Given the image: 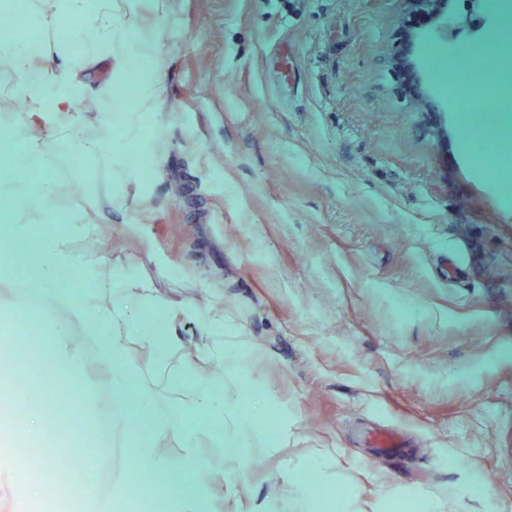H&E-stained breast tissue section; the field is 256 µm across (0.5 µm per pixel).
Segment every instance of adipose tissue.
Wrapping results in <instances>:
<instances>
[{
  "label": "adipose tissue",
  "mask_w": 512,
  "mask_h": 512,
  "mask_svg": "<svg viewBox=\"0 0 512 512\" xmlns=\"http://www.w3.org/2000/svg\"><path fill=\"white\" fill-rule=\"evenodd\" d=\"M81 13L93 22L91 35L83 43V60L73 63L64 77L47 62L41 41L19 35L0 39V73L13 77L29 105L22 123L15 113L0 114V214L11 221L9 234L0 238V288L24 280L39 307L18 309L17 319L49 325L56 335L89 325L110 330L113 341L100 348L96 372L110 387L114 402L138 392L143 416L151 426L137 443L139 458L154 459V431L174 430L191 415L211 417L219 412L233 418L232 430L224 435L226 456H238L244 448L264 447L260 412L241 410L239 402L225 400L223 394L201 384L169 397L127 351L125 340L130 336L142 348H152L155 337L175 329L184 314L182 308L167 310L162 323H153L147 307L151 281L131 274L115 276L104 245L77 249L71 236L36 237L28 231L30 225L44 222L62 199L86 224L101 223L107 212L122 209L124 193L99 196L89 170H106L114 183L122 185L127 181L128 166L114 159L105 138L72 141L71 131L79 119L77 105L88 92L111 101L113 108L104 118L105 125H122L128 137H137L141 115L117 108L120 86L131 82L143 89L157 87L163 69L155 43L145 40L138 26L114 16L112 0H53L47 7L34 0L28 21L33 30L48 31ZM118 36L128 43V51H113ZM511 50L512 16L504 13L497 31L445 58L440 74L453 84L470 76L472 82L464 88L468 95L489 87L501 90L506 81L500 65ZM34 69L41 75L35 88L28 83ZM45 112L55 117L47 127L40 123ZM64 268L94 270L96 297L72 295L60 275Z\"/></svg>",
  "instance_id": "1"
}]
</instances>
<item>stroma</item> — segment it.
I'll use <instances>...</instances> for the list:
<instances>
[{"instance_id":"35a3bbf8","label":"stroma","mask_w":512,"mask_h":512,"mask_svg":"<svg viewBox=\"0 0 512 512\" xmlns=\"http://www.w3.org/2000/svg\"><path fill=\"white\" fill-rule=\"evenodd\" d=\"M166 65L137 140L107 131L138 162L127 208L99 226L113 260L151 277V314L187 309L143 359L170 391L199 382L260 400L269 444L224 458V426L203 417L160 433L171 477L198 512H313L278 491L310 458L323 501L401 512L427 494L439 512H512V159L498 139L465 145L471 100L441 78L432 41L401 39L408 0H112ZM462 17L465 46L496 25L491 4ZM409 55L431 101L416 107L389 64ZM498 173L480 176L481 164ZM42 346L107 342L76 327L32 331ZM193 357L196 371L184 359ZM222 373H213V366ZM85 361L86 399L57 391L68 435L90 432L103 381ZM0 416V512H32L13 465L21 435ZM136 401L115 407L107 486L143 472ZM399 430L379 456L367 432ZM68 435L49 455H68Z\"/></svg>"}]
</instances>
